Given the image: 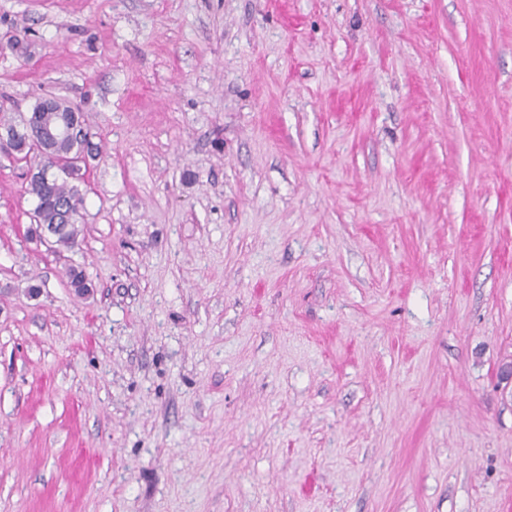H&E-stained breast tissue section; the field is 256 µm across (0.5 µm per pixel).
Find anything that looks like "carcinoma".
Here are the masks:
<instances>
[{
	"label": "carcinoma",
	"mask_w": 512,
	"mask_h": 512,
	"mask_svg": "<svg viewBox=\"0 0 512 512\" xmlns=\"http://www.w3.org/2000/svg\"><path fill=\"white\" fill-rule=\"evenodd\" d=\"M54 118L52 112H39L35 121L27 124L24 119L16 118L8 112L0 113V130L13 133V149L19 161L27 169L37 171V175L26 179L25 192L35 202L32 212L33 224L41 229L57 225L61 230L54 240V253L62 257L78 246L82 233L79 220L84 210V195L73 181L82 179L80 165L77 161L87 155L95 157L97 147L91 142L90 133H84L80 140L61 142L56 146V153L65 162L57 167L47 156L36 133L37 122H46ZM70 288H87L89 284L82 268L70 264L66 268Z\"/></svg>",
	"instance_id": "cac0c4a2"
}]
</instances>
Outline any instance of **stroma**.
<instances>
[{
    "label": "stroma",
    "mask_w": 512,
    "mask_h": 512,
    "mask_svg": "<svg viewBox=\"0 0 512 512\" xmlns=\"http://www.w3.org/2000/svg\"><path fill=\"white\" fill-rule=\"evenodd\" d=\"M49 94L98 154L66 261L0 155V512H512V0H0Z\"/></svg>",
    "instance_id": "stroma-1"
}]
</instances>
